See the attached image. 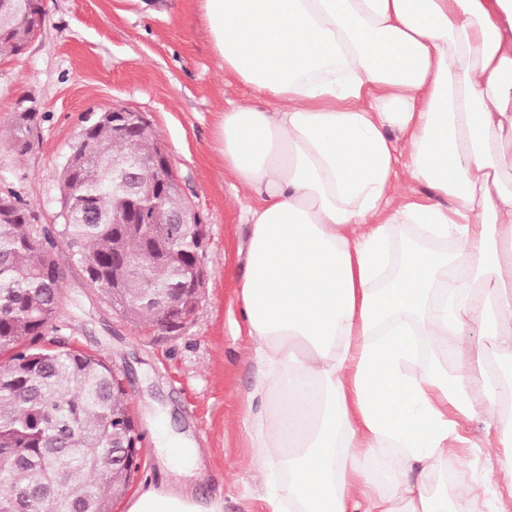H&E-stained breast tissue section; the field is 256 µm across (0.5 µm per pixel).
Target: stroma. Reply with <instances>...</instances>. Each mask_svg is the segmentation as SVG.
Returning <instances> with one entry per match:
<instances>
[{"instance_id": "stroma-1", "label": "stroma", "mask_w": 512, "mask_h": 512, "mask_svg": "<svg viewBox=\"0 0 512 512\" xmlns=\"http://www.w3.org/2000/svg\"><path fill=\"white\" fill-rule=\"evenodd\" d=\"M44 22L24 54L0 60V131L14 123L20 101L39 112L32 148L0 149V189L8 187L38 212L58 218L61 167L89 113L126 107L143 113L168 149L183 191L207 233V280L198 308L176 333L134 327L86 288L66 248L58 259L62 339L107 357L122 374L143 434L135 487L173 478L158 461L166 437L188 435L200 467L187 487L219 497L224 512H261L269 465L245 429L258 386L251 344L233 322L239 254L248 233L252 191L224 168L214 125L227 102L268 107L225 74L211 43L201 0H42ZM476 475L492 476L484 512H512V476L497 461L472 458Z\"/></svg>"}]
</instances>
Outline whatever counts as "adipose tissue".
Returning <instances> with one entry per match:
<instances>
[{
  "instance_id": "ef3b65f1",
  "label": "adipose tissue",
  "mask_w": 512,
  "mask_h": 512,
  "mask_svg": "<svg viewBox=\"0 0 512 512\" xmlns=\"http://www.w3.org/2000/svg\"><path fill=\"white\" fill-rule=\"evenodd\" d=\"M225 73L281 104L216 120L253 190L237 283L267 512H479L463 425L512 472V0H202ZM402 145H395L391 133ZM430 196L393 204L398 173ZM413 236L393 247L395 225ZM480 392H473L474 374ZM405 472H368L376 449ZM451 463L456 483L409 477ZM124 512H223L143 488Z\"/></svg>"
}]
</instances>
